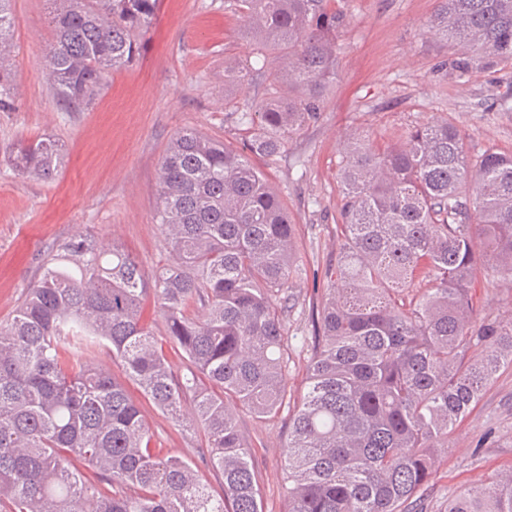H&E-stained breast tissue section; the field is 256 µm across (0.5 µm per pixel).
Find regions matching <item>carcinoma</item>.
Wrapping results in <instances>:
<instances>
[{
    "mask_svg": "<svg viewBox=\"0 0 512 512\" xmlns=\"http://www.w3.org/2000/svg\"><path fill=\"white\" fill-rule=\"evenodd\" d=\"M13 0H0V109L11 104ZM48 80L68 111L91 106L108 74L132 63L156 0H49ZM255 45L224 65L229 91L263 75L275 91L235 109L238 150L193 130L161 161L157 223L173 261L151 275L122 247L81 234L62 243L0 325V512H263L232 406L258 420L288 398L283 316L299 274L295 225L253 158L316 122L336 82L345 0H224ZM428 29L451 45L452 72L512 67V0H437ZM342 146V243L317 316L309 388L286 445V512H405L433 459L486 385L512 367V317H478L482 275L512 281V154L472 156L446 119ZM12 165L52 181L51 137L21 139ZM430 287L413 293L419 276ZM153 298L173 372L143 320ZM101 350L155 408L202 433L198 459L164 455ZM218 472L214 495L200 465ZM95 471L85 480L78 466ZM448 512H512V471L461 490Z\"/></svg>",
    "mask_w": 512,
    "mask_h": 512,
    "instance_id": "cac0c4a2",
    "label": "carcinoma"
}]
</instances>
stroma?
Returning <instances> with one entry per match:
<instances>
[{"label":"stroma","mask_w":512,"mask_h":512,"mask_svg":"<svg viewBox=\"0 0 512 512\" xmlns=\"http://www.w3.org/2000/svg\"><path fill=\"white\" fill-rule=\"evenodd\" d=\"M435 6L436 0H348L338 79L319 120L286 137L277 157L258 162L295 225L302 269L290 285L294 306L285 320L288 402L262 422L245 410L238 416L263 512L287 508L284 447L342 240V141L358 130L378 135L445 118L465 133L471 154L512 153V67L451 75L450 47L427 29ZM50 9L48 0L12 3L13 107L0 110V324L12 320L45 262L75 234L124 246L146 273L167 265L170 249L154 214L169 142L184 130L233 147L247 137L224 106V65L244 60L250 46L224 0H158L134 62L112 73L82 112L65 111L47 81ZM46 135L64 149L60 176L43 182L15 171L10 155L17 139ZM475 300L482 313L511 315L512 282L482 278ZM97 364L125 381L164 454L189 458L202 446V437L163 416L126 382L110 355L101 354ZM434 468L411 512H446L460 488L512 470V368L490 381Z\"/></svg>","instance_id":"stroma-1"}]
</instances>
